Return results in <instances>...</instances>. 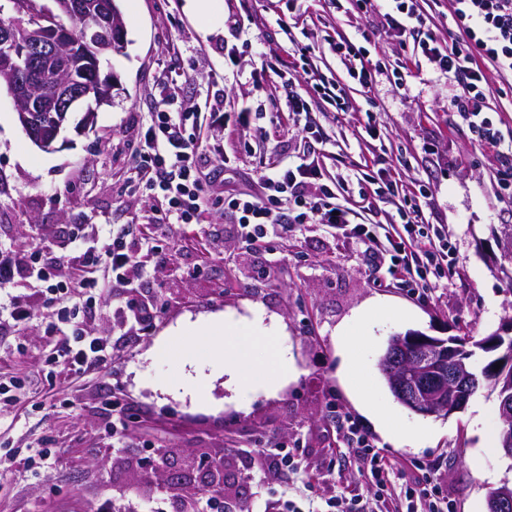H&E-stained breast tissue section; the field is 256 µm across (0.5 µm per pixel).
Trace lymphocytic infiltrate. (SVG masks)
<instances>
[{
    "label": "lymphocytic infiltrate",
    "mask_w": 512,
    "mask_h": 512,
    "mask_svg": "<svg viewBox=\"0 0 512 512\" xmlns=\"http://www.w3.org/2000/svg\"><path fill=\"white\" fill-rule=\"evenodd\" d=\"M390 2L389 9L377 15L374 28L363 30L361 37L368 42L373 35L383 33L399 46H412V68L388 71L381 63L371 62L363 48L343 37L329 40L330 52L341 60L349 77L364 88L386 74L396 84H406L413 68L425 65L449 76L457 87L448 103L449 110L468 121L479 150L499 149V131L488 115L486 93L494 80L512 75V0H451L454 27L444 37L430 24L418 0ZM249 79L257 87L277 79L303 83L314 97L336 108L345 110L350 106L345 86L324 77L307 60L299 66L280 60L269 62L251 71ZM224 115V98L220 95L201 108L191 106L180 112L160 109L152 113L144 140L134 151V162L147 198L161 202L162 221L197 222L203 200L209 187L216 183L217 175L194 131L201 128L205 119H220ZM374 183L375 197L400 199V224L389 223L383 229H375L359 210L341 202L335 180L325 175L319 155L313 152L263 172L254 189L225 191L224 211L256 245L268 243L277 230L297 224L325 225L331 232L359 240L366 251L389 257L395 272L406 276L416 287L429 288L432 278H443L451 272L455 257L445 232L437 230L429 235L422 231L421 201L425 191L403 184L386 170L379 173ZM79 260L91 270L107 268L115 287L132 285L136 261L126 233L113 234L111 244L103 249H86ZM28 265L33 275L46 283L50 294H72V306L60 313L63 321L75 320L80 311L91 308L95 281L63 283L56 267L44 263L35 253L30 255ZM52 360L79 375L91 368L106 369L111 351L102 338L76 330L59 336ZM337 428L348 447L354 448L362 460V474L374 486V495L334 496L322 508L309 497L301 503L288 498L282 500L276 512H453L452 502L433 477L393 491L391 459L376 451L373 441L356 421L338 419Z\"/></svg>",
    "instance_id": "lymphocytic-infiltrate-1"
}]
</instances>
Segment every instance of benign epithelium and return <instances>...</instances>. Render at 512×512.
<instances>
[{
    "label": "benign epithelium",
    "mask_w": 512,
    "mask_h": 512,
    "mask_svg": "<svg viewBox=\"0 0 512 512\" xmlns=\"http://www.w3.org/2000/svg\"><path fill=\"white\" fill-rule=\"evenodd\" d=\"M56 6L64 9L74 24H44ZM110 27L112 14L98 0H48L40 16L25 26L0 27V72L9 77L8 93L24 131L40 148L53 149L69 115L88 98L100 103L112 100L113 81L99 79L88 90L73 88L56 66V60L66 55L70 70L83 74L94 69L95 61L86 51L88 30ZM511 335L512 317L483 340L486 350L498 352L495 363L500 368L490 371L493 381L505 378L512 383V348L506 346ZM464 357V345L457 340L443 341L422 332L394 336L387 353L388 360L415 368L412 380L394 376L391 381L402 400L423 416L465 408L477 382ZM488 512H512V485L505 483L489 492Z\"/></svg>",
    "instance_id": "benign-epithelium-1"
}]
</instances>
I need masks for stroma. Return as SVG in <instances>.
I'll list each match as a JSON object with an SVG mask.
<instances>
[{"mask_svg":"<svg viewBox=\"0 0 512 512\" xmlns=\"http://www.w3.org/2000/svg\"><path fill=\"white\" fill-rule=\"evenodd\" d=\"M225 17L240 20L244 38L261 40L267 55L288 58L295 44L315 49L325 76L349 83L355 109L340 112L317 101L321 163L337 179L336 192L361 206L374 170L397 172L404 184L424 185L425 220L448 233L456 263L428 299L415 298L411 282L391 276L354 240L303 224L257 246L226 223L220 201H210L194 224H164L161 204L147 200L131 179V150L143 139L145 113L153 111L171 57H178V97L169 111L224 96L228 122L201 132L204 143L229 158L225 188H252L266 168L287 164L302 134L287 115L251 122L258 148L237 149L231 134L242 105L285 99L286 87H253L224 78L227 26L203 33L185 0H120L128 44L101 61L116 85L111 104L94 122L75 129L79 114L55 150L44 151L25 135L6 88L0 87V242L15 257L43 248L63 266V279L84 275L77 257L102 247L116 229H129L138 261L136 296L156 313L138 329L122 324L115 309L126 291L104 271L96 306L83 328L104 337L112 351L108 368L84 378L60 371L49 357L56 306L45 286L19 268L6 292L31 304L34 315L0 340V371L26 383L0 413V512H96L114 501L124 512H148L172 503L210 512L197 463L224 464L228 503L256 512L259 503L294 496L311 483L323 498L364 495L351 449L336 432V413H351L394 464V482L416 477V465L452 500L455 512H487V495L512 484V460L493 439L501 420L498 399L481 389L459 413L424 417L390 393L379 359L391 336L421 331L430 336H469L478 341L512 317V201L499 197L512 168L495 153L476 150L466 121L448 109L455 86L448 77L420 69L402 88L379 79L371 90L350 84L328 40L360 42L370 17L339 13L328 0H221ZM286 20L291 34L277 25ZM375 127L366 130L367 117ZM153 238L154 247L143 245ZM220 317L227 341L250 340L256 320L276 325L293 375L264 346L252 365L266 378L240 384L223 362L190 354L197 333ZM354 338L343 348L340 331ZM354 358L356 375L346 372ZM125 405L121 447L112 445V397ZM370 397L393 414L399 438L388 437L362 402ZM296 446L297 468L275 470L273 455L256 459L259 447ZM52 460L36 464V450Z\"/></svg>","mask_w":512,"mask_h":512,"instance_id":"1","label":"stroma"}]
</instances>
